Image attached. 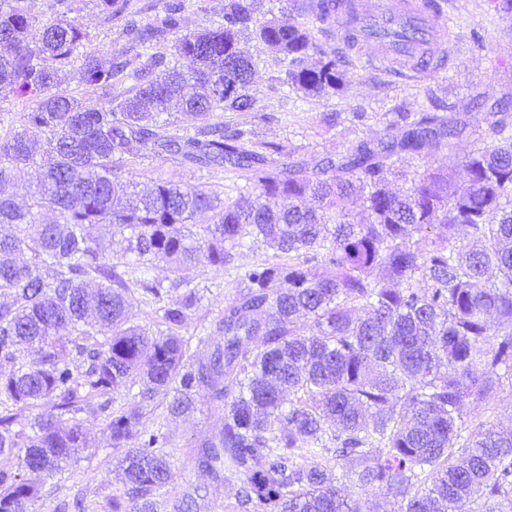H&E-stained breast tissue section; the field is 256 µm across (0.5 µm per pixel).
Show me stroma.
Listing matches in <instances>:
<instances>
[{"label": "stroma", "mask_w": 512, "mask_h": 512, "mask_svg": "<svg viewBox=\"0 0 512 512\" xmlns=\"http://www.w3.org/2000/svg\"><path fill=\"white\" fill-rule=\"evenodd\" d=\"M443 2L451 19V57L444 68L398 77L370 69L355 50L345 55L349 83L336 96L320 101L284 97L279 57L257 39L246 40V51L259 60L253 90L270 117L260 124V134L310 161L344 152L357 139L375 137L398 112H456L472 131L484 129V116L491 108L503 105L512 113V19L490 11L487 0ZM24 6L40 21L61 15L79 23L86 34V50L106 67L121 59L142 68L152 51L171 50L167 41L154 49L131 43L124 32L127 20L154 22L162 13L160 0H127L124 14L112 18L100 10L97 0H25ZM332 112L338 119L331 125L326 116ZM135 153L129 171L141 185L175 180L220 193L228 182L223 171L187 167L156 155L148 143L138 145ZM234 276L231 270L209 269L199 275L206 293L186 326L187 334H200L217 318L225 297L234 291ZM166 404L165 398H156L140 418L141 427L162 428L171 440L172 485L158 494V512H173V503L187 493L194 496L198 512H233L237 480L213 482L195 464L198 443L222 427L221 408L203 395L194 412L173 417ZM87 428L91 448L65 472L45 478L30 512H68V504L77 498L83 500L86 512H108L113 496L122 493L118 471L122 450L108 447L103 418H89Z\"/></svg>", "instance_id": "35a3bbf8"}]
</instances>
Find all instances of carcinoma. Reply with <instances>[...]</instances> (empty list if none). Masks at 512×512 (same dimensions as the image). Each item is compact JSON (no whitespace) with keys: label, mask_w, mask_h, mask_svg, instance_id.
<instances>
[{"label":"carcinoma","mask_w":512,"mask_h":512,"mask_svg":"<svg viewBox=\"0 0 512 512\" xmlns=\"http://www.w3.org/2000/svg\"><path fill=\"white\" fill-rule=\"evenodd\" d=\"M186 8L163 0L158 24L126 23L142 45L173 37L172 57L128 72L80 52L77 23L0 2V94L29 101L0 135V224L15 228L0 236V512H28L44 477L89 448L84 414L104 417L110 445L125 449L112 512H155L169 440L136 429L141 412L162 395L184 415L201 392L224 406V426L201 442L198 467L238 480L239 512H375L373 492L393 497L394 512H512V428L482 418L512 376V114L486 113L455 171L431 159L456 150L466 124L436 112L404 113L310 164L221 113L266 120L248 36L305 98L343 90L341 56L314 28L261 16V0H224L223 23L200 32H183ZM73 67L91 88L82 98L59 90ZM145 143L246 185L222 199L172 180L140 190L127 165ZM41 145L23 208L6 188ZM273 154L286 159L269 169ZM406 155L423 168L399 169ZM202 213L210 222L194 223ZM102 225L134 261H106ZM246 248L265 259L237 264ZM160 264L167 286L149 277ZM202 265L237 270L215 329L197 340L213 345L205 358L182 334ZM134 293L157 306L158 333L130 323ZM73 354L86 362L77 376ZM120 387L132 395L116 407ZM33 409L32 432L15 429ZM343 479L364 496L347 498Z\"/></svg>","instance_id":"carcinoma-1"}]
</instances>
